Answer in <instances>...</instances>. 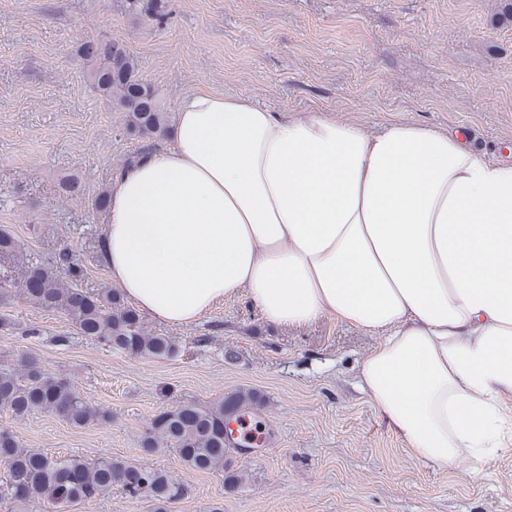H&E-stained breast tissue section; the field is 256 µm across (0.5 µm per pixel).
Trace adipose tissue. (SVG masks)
<instances>
[{"mask_svg":"<svg viewBox=\"0 0 512 512\" xmlns=\"http://www.w3.org/2000/svg\"><path fill=\"white\" fill-rule=\"evenodd\" d=\"M169 137L114 172L99 238L140 312L183 327L244 295L275 325L334 318L377 336L357 387L415 458L512 438V165L432 127L211 91Z\"/></svg>","mask_w":512,"mask_h":512,"instance_id":"adipose-tissue-1","label":"adipose tissue"}]
</instances>
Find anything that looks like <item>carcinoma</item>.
Here are the masks:
<instances>
[{
	"instance_id": "obj_1",
	"label": "carcinoma",
	"mask_w": 512,
	"mask_h": 512,
	"mask_svg": "<svg viewBox=\"0 0 512 512\" xmlns=\"http://www.w3.org/2000/svg\"><path fill=\"white\" fill-rule=\"evenodd\" d=\"M79 52L88 66L94 87L127 113V128L143 137L160 136L168 123L154 90L138 74L135 56L124 44L103 35L83 43ZM0 256L13 257L21 266L18 280L0 282V304L19 289L32 304L67 317L78 334L144 359L169 358L178 352L175 340L144 329L140 313L126 305L118 289L89 292L77 286L84 267L73 261L64 245L48 261L28 258L24 244L0 231ZM64 269L68 279L59 276ZM263 396L238 389L208 407L184 402L150 419L140 447L144 454L175 451L181 463L199 471L224 472V483L237 486L248 475L235 465L234 452L225 446L226 422L234 412L261 405ZM0 410L16 419L52 413L72 426L82 427L110 419V413L89 402L69 379L46 370L34 358L25 360L22 372L0 366ZM6 479L0 480V505L8 512H27L33 503L64 512L72 504L97 498L112 489L131 500L151 499L157 512L185 495L184 484L172 473L121 459L89 462L78 456L58 457L25 448L15 431L0 428V463Z\"/></svg>"
}]
</instances>
